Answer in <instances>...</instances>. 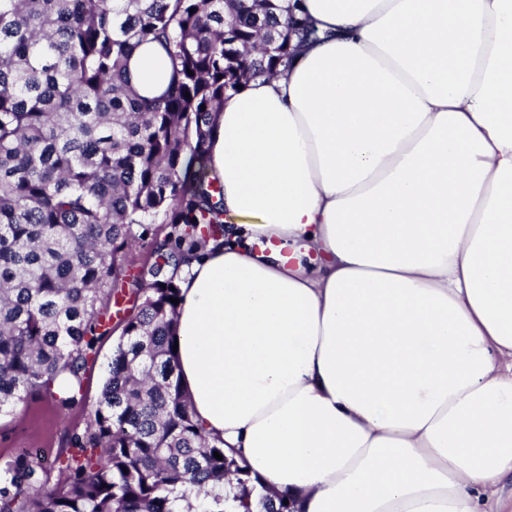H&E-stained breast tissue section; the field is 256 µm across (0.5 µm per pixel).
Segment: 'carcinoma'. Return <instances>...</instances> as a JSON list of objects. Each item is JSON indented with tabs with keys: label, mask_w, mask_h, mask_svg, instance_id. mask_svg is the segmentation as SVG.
<instances>
[{
	"label": "carcinoma",
	"mask_w": 512,
	"mask_h": 512,
	"mask_svg": "<svg viewBox=\"0 0 512 512\" xmlns=\"http://www.w3.org/2000/svg\"><path fill=\"white\" fill-rule=\"evenodd\" d=\"M325 37L290 0H0V414L34 396L82 403L98 344L120 331L57 480L15 458L0 512H177L178 489L195 494L186 512H229L213 492L229 477L236 512H289L252 498L245 466L193 418L168 269L224 235L223 188L204 171L224 94ZM143 43L172 66L157 98L127 72ZM157 223L171 226L157 261L127 274Z\"/></svg>",
	"instance_id": "carcinoma-1"
}]
</instances>
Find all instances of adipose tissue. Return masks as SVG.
I'll list each match as a JSON object with an SVG mask.
<instances>
[{
    "label": "adipose tissue",
    "mask_w": 512,
    "mask_h": 512,
    "mask_svg": "<svg viewBox=\"0 0 512 512\" xmlns=\"http://www.w3.org/2000/svg\"><path fill=\"white\" fill-rule=\"evenodd\" d=\"M333 39L227 93L222 246L181 386L296 512H501L512 480V0H303ZM140 95L171 78L152 44Z\"/></svg>",
    "instance_id": "1"
}]
</instances>
